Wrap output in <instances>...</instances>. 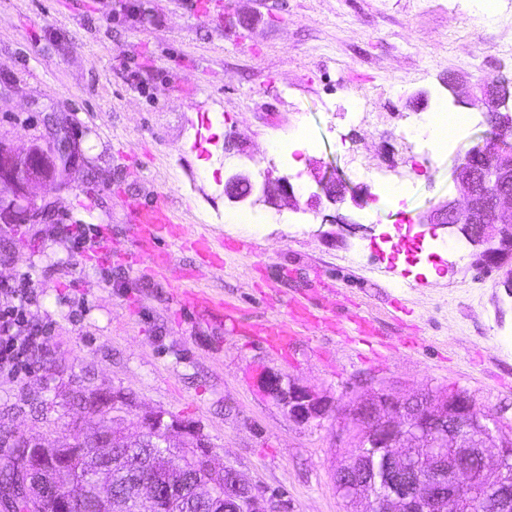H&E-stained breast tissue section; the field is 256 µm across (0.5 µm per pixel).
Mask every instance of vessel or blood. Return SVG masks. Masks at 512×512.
I'll return each instance as SVG.
<instances>
[{
	"instance_id": "obj_1",
	"label": "vessel or blood",
	"mask_w": 512,
	"mask_h": 512,
	"mask_svg": "<svg viewBox=\"0 0 512 512\" xmlns=\"http://www.w3.org/2000/svg\"><path fill=\"white\" fill-rule=\"evenodd\" d=\"M130 222L133 229L127 239V257L137 264H150L154 272L163 276L167 275L170 268V255L156 250V241L159 237L166 235L176 238L183 235L177 225V218L168 197L160 196L148 206L131 205ZM189 245L201 261L209 267L215 269L223 267V258L219 252L214 250L205 235H195L190 239ZM175 295L180 305L202 307L208 310L215 309L220 312L223 320L229 321L232 326L236 327L240 324L239 310L231 303L189 290L185 284L180 282L175 285ZM289 308L288 318L251 326L248 330L249 335L279 351L287 349L300 330L316 329L323 323L322 318L313 314L308 306L300 300L291 301Z\"/></svg>"
}]
</instances>
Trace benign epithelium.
<instances>
[{
    "label": "benign epithelium",
    "mask_w": 512,
    "mask_h": 512,
    "mask_svg": "<svg viewBox=\"0 0 512 512\" xmlns=\"http://www.w3.org/2000/svg\"><path fill=\"white\" fill-rule=\"evenodd\" d=\"M461 103L485 114L494 135L477 148L474 159L453 171L456 196L420 216L419 223L438 224L463 237L474 248V264L501 270L504 285L512 288V152L501 144L512 124L491 116L499 103L491 101L483 86ZM79 155L77 144L61 129L45 144L24 152L1 141L0 229L17 238L28 233L27 225L42 223L47 209L37 204L32 187L66 186ZM317 184L321 193L310 196L308 207L317 209L324 200L334 206L345 204V190L335 179L323 177ZM224 193L233 203L275 207L286 200L298 206L288 177H274L270 171L260 180L244 171L232 172L225 178ZM260 383L299 424L328 412L327 400L278 374L266 373ZM92 400L97 413L114 415L123 412L128 397L120 389H97ZM344 413L342 433L348 440L357 436L359 450L342 457L334 480L350 512H512V448L503 445L502 418L484 409L469 392L437 387L400 396L380 384L349 402ZM139 427L160 428L179 438L192 465L211 460V444L202 434L174 419L166 421L160 411L143 417ZM80 428V423H73L56 454L64 460L88 446L98 449L90 457L97 471L96 491L101 499L110 500L112 461L104 451L117 447L121 434L98 428L78 440ZM17 439L25 442L27 460L12 482L0 486V502L8 512L24 506L35 512L44 502L56 503L57 512H68L67 492L42 471L39 449L47 447L46 439L12 435ZM424 446L432 451L422 463L417 450ZM224 470L232 476L224 497L247 502L250 512H288L287 502L265 497L234 467L226 465Z\"/></svg>",
    "instance_id": "benign-epithelium-1"
}]
</instances>
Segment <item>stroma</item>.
<instances>
[{
    "instance_id": "stroma-1",
    "label": "stroma",
    "mask_w": 512,
    "mask_h": 512,
    "mask_svg": "<svg viewBox=\"0 0 512 512\" xmlns=\"http://www.w3.org/2000/svg\"><path fill=\"white\" fill-rule=\"evenodd\" d=\"M0 0V141L16 149L64 126L87 162L66 188H34L51 218L12 239L0 234V283L31 289L30 323L46 337L22 380L0 375V433L55 440L72 421L73 388L120 389L132 403L107 421L136 431L162 411L194 425L229 465L290 512H345L333 471L341 408L366 381L409 394L458 387L512 419V291L495 269L473 264L471 246L446 228L418 223L454 196L451 170L479 143L481 113L448 146H414L408 129L435 110L463 111L448 79L468 86L512 74V0L489 20L474 0ZM236 28L244 37L224 35ZM307 129L303 160L266 153ZM377 179L408 183L403 210L377 202ZM325 168L363 206L346 224L326 223L331 205L305 203ZM288 177L301 209H271L267 224H231L224 195L233 171ZM164 193L191 234L220 247L224 267L206 268L183 242L164 239L177 271L239 304L244 323L285 313L305 296L334 326L302 333L288 353L235 333L217 314L179 308L170 282L127 261L129 206ZM84 225L77 245L66 227ZM112 252L93 260L97 237ZM418 252L399 251V240ZM325 282L337 297L317 290ZM390 342L382 357L353 341L354 315ZM417 347L398 346L403 336ZM283 376L332 404L299 424L259 385Z\"/></svg>"
}]
</instances>
